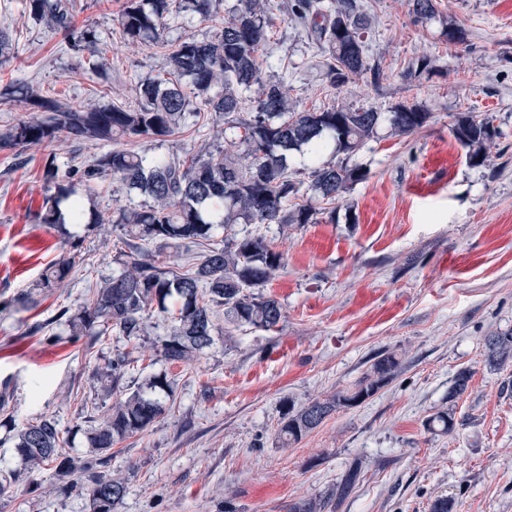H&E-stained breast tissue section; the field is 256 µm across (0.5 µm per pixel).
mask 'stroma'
<instances>
[{"mask_svg": "<svg viewBox=\"0 0 512 512\" xmlns=\"http://www.w3.org/2000/svg\"><path fill=\"white\" fill-rule=\"evenodd\" d=\"M74 22L96 30L97 75L62 36L36 24L23 0H0V28L12 44L0 56V87L20 80L45 98L79 107L136 108L141 81L167 72L172 41L218 36L223 14L189 19L172 10L166 37L131 43L118 16L123 0H71ZM372 19L369 53L380 80L364 75L331 87L308 30L275 13L270 52L288 66L298 110L364 106L387 111L416 103L430 114L409 136L380 128L354 161L369 169L335 202L336 221L240 224L286 259L266 290L283 306L273 330L227 326L216 310L213 344L177 370L175 404L152 427L114 446L104 473L124 479L117 512H288L302 497L327 494L351 464L364 473L338 512H430L439 497L453 512H512V363L486 365L483 339L512 329V0H438L439 16L414 23L406 0H363ZM464 31L449 43L447 27ZM430 54L434 73L405 80L409 59ZM493 114L508 163L473 167L449 127L456 113ZM224 119L211 115L162 142L112 141V149L181 156L225 148ZM44 150L0 151V466L21 471L0 492V512H91L89 497L55 469L27 471L13 428L54 416L73 454L112 397L92 379L94 361L127 353L125 384L143 374L141 352L110 335L73 341L59 314L77 312L89 288L119 270L124 248L111 224L118 205L144 203L119 180L68 181L72 198L103 225L73 224L77 248L69 278L33 304H16L44 264L58 257L55 228L36 213L47 193ZM42 332L28 335L33 324ZM394 352V378L362 404L340 409L290 448L274 439L288 405L303 406L352 387L376 352ZM470 371L457 400L448 391ZM453 412V433L429 430Z\"/></svg>", "mask_w": 512, "mask_h": 512, "instance_id": "obj_1", "label": "stroma"}]
</instances>
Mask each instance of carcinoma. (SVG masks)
Masks as SVG:
<instances>
[{
  "instance_id": "1",
  "label": "carcinoma",
  "mask_w": 512,
  "mask_h": 512,
  "mask_svg": "<svg viewBox=\"0 0 512 512\" xmlns=\"http://www.w3.org/2000/svg\"><path fill=\"white\" fill-rule=\"evenodd\" d=\"M184 9L202 19L216 10L217 0H181ZM173 0H124L118 22L128 41L159 40L166 28ZM415 20L428 23L438 15L437 0H408ZM272 0H234L229 19L213 40L184 39L168 54V77H156L139 86L140 103L134 110L118 104L66 108L45 99L29 85L17 81L4 87V94L31 106L30 115L0 133V150L41 147L48 150L43 178L55 192L44 198L38 219L54 226L83 223L81 201L70 202L67 213L59 202L70 196L59 177L56 154L50 147L65 132L77 141L110 143L115 139L163 141L181 128L186 115H200V99L207 111L224 116L232 131L239 159L228 155L216 158L201 150L184 157L147 158L144 152L109 150L94 164L81 170L87 181L110 175L128 189L151 198L137 207L113 211L112 223L123 231L128 251L123 253L124 269L103 279L92 289L89 304L69 317V336H106L115 333L128 340L145 335L149 313L155 311L174 323L168 336L155 345V355L167 364L151 372L130 391L121 386L128 359L117 356L98 373L111 379L116 395L112 406L88 434L90 447L108 453L118 442L147 430L172 408L173 379L169 368L186 365L195 354L213 344V307H224L233 323L271 330L283 318L280 301L263 288L285 265L284 255L266 237L248 233L215 240L214 227L222 224H316L325 215L336 222V210L326 205L336 202L352 186L369 178V170L351 162L352 156L374 137L386 123L397 135L408 136L423 128L430 118L417 104L398 103L387 112L363 107H334L322 112H298L290 103L286 79L264 81L261 64L268 60V32L273 23ZM291 21L312 31L323 55L322 68L329 85L336 87L350 79L371 73L379 80V68L369 61L367 13L359 0H289ZM24 10L37 23L61 33L75 51L98 53V39L89 28H77L69 0H25ZM434 60L427 54L412 59L404 75L421 77L434 72ZM186 78L192 94L186 95L177 81ZM222 84L224 92L210 95ZM251 111L240 115L245 102ZM495 118L481 119L467 113L454 116L450 131L466 151L472 166L489 159L501 131ZM331 158L324 159L328 145ZM310 180L306 202L288 205L299 197L305 180ZM178 249L187 244L204 247L202 259L188 270L168 267L147 249ZM74 266V256L66 251L42 268L36 288L50 294L61 287ZM485 362L500 366L512 359V330L484 337ZM396 354L383 350L351 389L325 400L316 399L295 408L288 407L276 429L283 447L299 443L337 410L363 403L375 395L395 374ZM468 371L459 372L448 391V400L463 395L471 380ZM430 428L443 433L455 429L454 415L440 412L428 421ZM16 453L28 469L49 465L67 475L78 471L88 491L92 512H116L127 486L120 477L97 471L92 460L79 461L66 450L68 440L52 416H41L19 428L13 435ZM362 478L360 465L349 466L334 488L320 497L301 498L290 512H337Z\"/></svg>"
}]
</instances>
